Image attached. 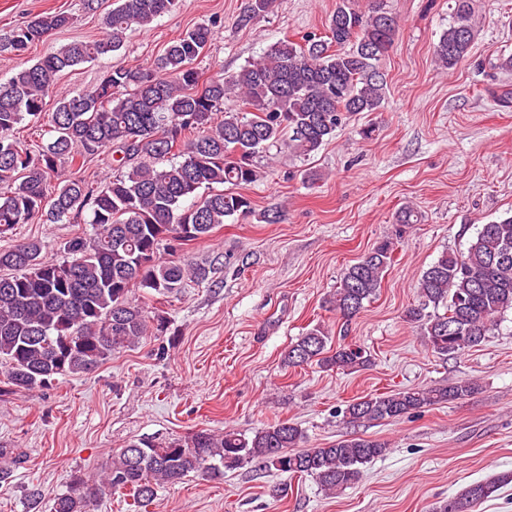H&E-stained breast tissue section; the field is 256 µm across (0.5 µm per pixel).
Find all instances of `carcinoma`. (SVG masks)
<instances>
[{"mask_svg":"<svg viewBox=\"0 0 512 512\" xmlns=\"http://www.w3.org/2000/svg\"><path fill=\"white\" fill-rule=\"evenodd\" d=\"M180 0H120L102 17L104 36L75 40L48 52L0 83V237L20 224H80L89 235L71 238L64 257L48 259L38 240L0 248V375L3 391L29 390L58 377L98 368L112 353L162 333L165 321L132 303L141 292L173 298L185 281L203 283L210 268L181 256L226 220L251 212L242 189L255 183L257 158L284 145L302 159L336 138L356 112H377L386 82L377 67L393 46L399 22L384 0L360 12L343 0L326 24V37L283 38L230 75L205 76L196 62L213 38L198 24L171 41L148 67L112 65L93 86L59 95L49 120L50 141L31 147L14 137L18 126L38 124L60 74L120 51L135 25L150 26ZM275 0H248L238 24L248 26ZM452 21L434 46L436 62L453 71L470 56L474 30L469 0H454ZM66 12L39 14L14 28L1 51L21 55L51 32L66 28ZM235 98L238 108L224 110ZM121 154L122 170L101 181L73 171L77 159ZM416 222L405 207L396 237ZM172 259L161 260V251ZM396 241L385 238L347 266L327 300L346 320L357 316L381 288ZM418 304L406 310L431 352L448 356L478 346L512 310V214L479 225L466 251L443 252L418 280ZM444 313H439V309ZM315 326L285 351L283 363L351 371L370 363L356 344L330 346ZM478 389L470 379L443 387H411L354 400L351 423L396 420L463 400ZM295 422L277 420L252 434L198 430L167 440H132L92 483L73 480L55 498L54 512H90L98 500L129 491L144 507L161 484L190 473L221 478L257 462L268 471L310 476L329 492L355 484L362 467L384 456L388 443L366 438L305 448ZM512 484V471L469 484L436 512H473Z\"/></svg>","mask_w":512,"mask_h":512,"instance_id":"cac0c4a2","label":"carcinoma"}]
</instances>
